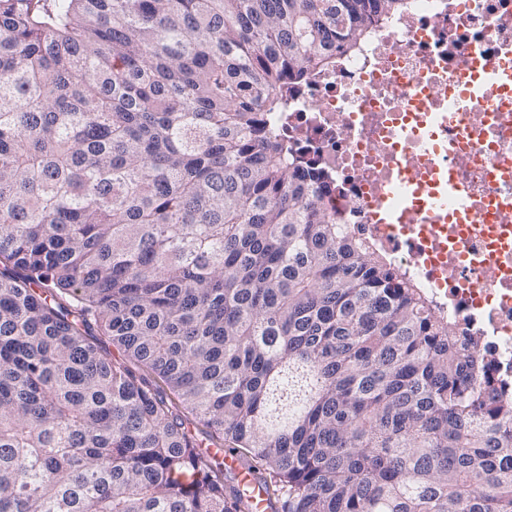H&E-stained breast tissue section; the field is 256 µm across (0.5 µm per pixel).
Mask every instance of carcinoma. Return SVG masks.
<instances>
[{"mask_svg":"<svg viewBox=\"0 0 512 512\" xmlns=\"http://www.w3.org/2000/svg\"><path fill=\"white\" fill-rule=\"evenodd\" d=\"M407 0H0V512H512L483 336L336 223L283 92Z\"/></svg>","mask_w":512,"mask_h":512,"instance_id":"carcinoma-1","label":"carcinoma"}]
</instances>
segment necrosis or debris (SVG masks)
<instances>
[{"mask_svg":"<svg viewBox=\"0 0 512 512\" xmlns=\"http://www.w3.org/2000/svg\"><path fill=\"white\" fill-rule=\"evenodd\" d=\"M512 68V0H408L363 40L287 93L283 139L330 187L338 223L369 239L449 319L492 348L512 381V77L493 109L449 97L481 80L479 61ZM454 172L469 215L388 218L395 179Z\"/></svg>","mask_w":512,"mask_h":512,"instance_id":"4bbe7bcc","label":"necrosis or debris"}]
</instances>
